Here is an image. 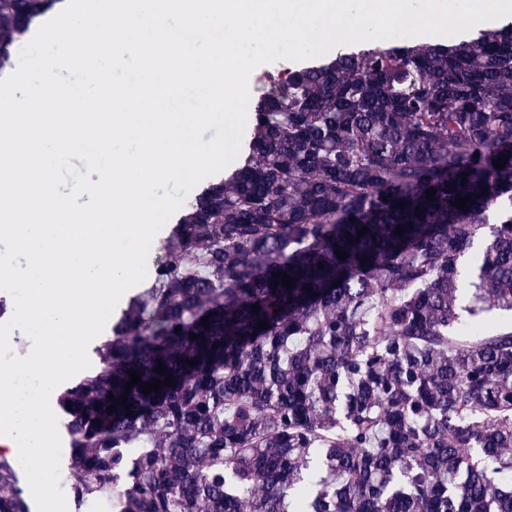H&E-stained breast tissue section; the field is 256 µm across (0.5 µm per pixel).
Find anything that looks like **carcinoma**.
Returning a JSON list of instances; mask_svg holds the SVG:
<instances>
[{"mask_svg": "<svg viewBox=\"0 0 512 512\" xmlns=\"http://www.w3.org/2000/svg\"><path fill=\"white\" fill-rule=\"evenodd\" d=\"M58 2L0 0V67ZM252 112L241 163L187 204L102 367L60 398L75 499L512 512V327L482 319L512 311V21L340 52L269 80ZM130 370L171 385L127 393ZM0 512H28L1 459Z\"/></svg>", "mask_w": 512, "mask_h": 512, "instance_id": "obj_1", "label": "carcinoma"}]
</instances>
